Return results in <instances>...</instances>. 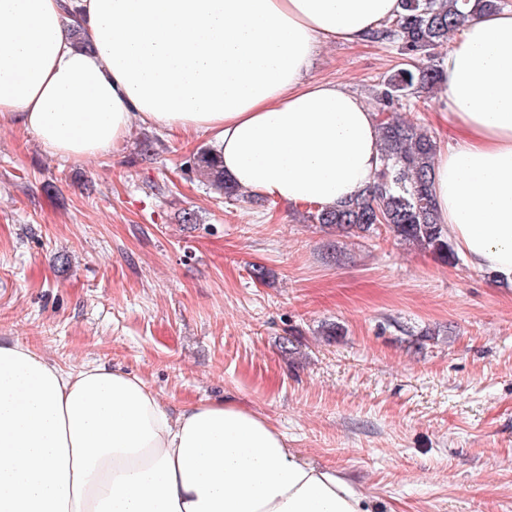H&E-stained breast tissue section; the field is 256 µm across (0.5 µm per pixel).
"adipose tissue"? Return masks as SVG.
Listing matches in <instances>:
<instances>
[{
	"label": "adipose tissue",
	"mask_w": 512,
	"mask_h": 512,
	"mask_svg": "<svg viewBox=\"0 0 512 512\" xmlns=\"http://www.w3.org/2000/svg\"><path fill=\"white\" fill-rule=\"evenodd\" d=\"M75 10L85 47L68 34ZM400 0H0V123L48 155L107 156L137 125L210 135L243 191L332 208L381 167L378 114L308 81L321 43L358 45ZM462 129L432 193L474 270L512 285V11L468 18L440 66ZM0 512H375L336 470L228 402L169 412L143 380L0 343Z\"/></svg>",
	"instance_id": "adipose-tissue-1"
}]
</instances>
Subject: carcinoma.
I'll return each mask as SVG.
<instances>
[{"instance_id": "carcinoma-1", "label": "carcinoma", "mask_w": 512, "mask_h": 512, "mask_svg": "<svg viewBox=\"0 0 512 512\" xmlns=\"http://www.w3.org/2000/svg\"><path fill=\"white\" fill-rule=\"evenodd\" d=\"M401 10L384 22L374 39L396 45L403 63L378 84L376 100L382 138V166L376 180L357 199L310 213L311 222L357 237L381 236L430 252L442 262L456 261L440 224L431 191L437 139L419 132L398 110L403 101L430 97L442 83L437 50L468 17L501 9V0H400ZM191 171L217 198L236 201L242 191L224 179L211 149L193 154Z\"/></svg>"}]
</instances>
